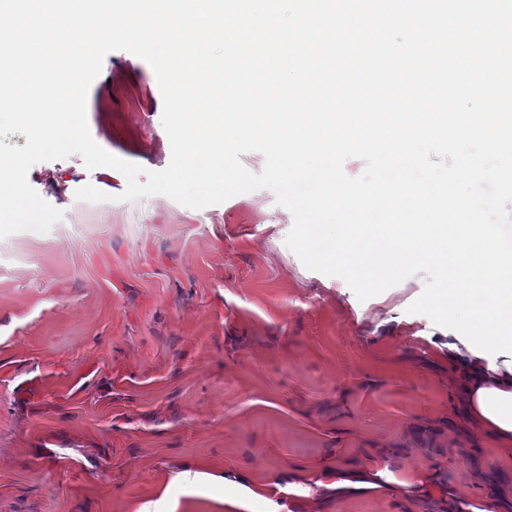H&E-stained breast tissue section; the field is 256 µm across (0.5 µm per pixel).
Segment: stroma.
<instances>
[{
    "label": "stroma",
    "mask_w": 512,
    "mask_h": 512,
    "mask_svg": "<svg viewBox=\"0 0 512 512\" xmlns=\"http://www.w3.org/2000/svg\"><path fill=\"white\" fill-rule=\"evenodd\" d=\"M101 74L95 142L166 168L152 67L114 51ZM27 182L64 217L0 248V512H443L440 490L512 512V450L465 421L451 329L407 311L425 273L359 301L287 246L266 189L125 201L76 154ZM87 184L110 196L92 218ZM373 462L435 488L318 491Z\"/></svg>",
    "instance_id": "1"
}]
</instances>
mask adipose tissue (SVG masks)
I'll use <instances>...</instances> for the list:
<instances>
[{
  "label": "adipose tissue",
  "mask_w": 512,
  "mask_h": 512,
  "mask_svg": "<svg viewBox=\"0 0 512 512\" xmlns=\"http://www.w3.org/2000/svg\"><path fill=\"white\" fill-rule=\"evenodd\" d=\"M448 367L462 389L465 410L484 434L512 447V359L490 365L488 358L448 341Z\"/></svg>",
  "instance_id": "ef3b65f1"
}]
</instances>
